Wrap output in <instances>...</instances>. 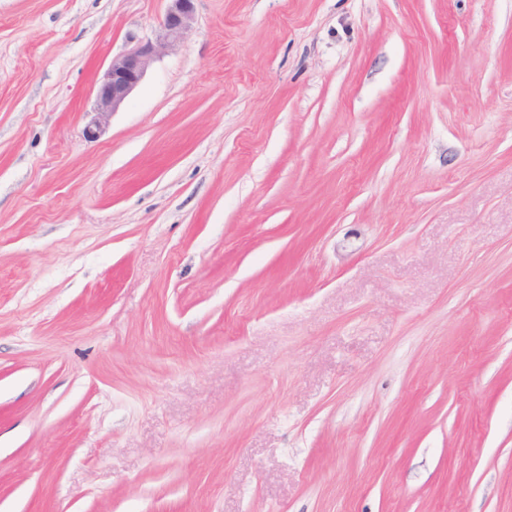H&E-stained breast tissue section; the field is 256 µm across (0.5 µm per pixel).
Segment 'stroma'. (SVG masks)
Masks as SVG:
<instances>
[{
  "instance_id": "stroma-1",
  "label": "stroma",
  "mask_w": 512,
  "mask_h": 512,
  "mask_svg": "<svg viewBox=\"0 0 512 512\" xmlns=\"http://www.w3.org/2000/svg\"><path fill=\"white\" fill-rule=\"evenodd\" d=\"M0 0V512H512V0ZM166 13L154 39L138 41L112 57L97 81L87 135L97 137L109 127L113 113L125 103L152 63L178 45L191 31L196 0H167Z\"/></svg>"
}]
</instances>
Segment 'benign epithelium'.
Wrapping results in <instances>:
<instances>
[{
  "label": "benign epithelium",
  "mask_w": 512,
  "mask_h": 512,
  "mask_svg": "<svg viewBox=\"0 0 512 512\" xmlns=\"http://www.w3.org/2000/svg\"><path fill=\"white\" fill-rule=\"evenodd\" d=\"M195 0H168V7L155 38L139 41L112 57L97 81L94 106L87 126L92 138L105 132L113 113L125 103L152 63L178 45L191 31Z\"/></svg>",
  "instance_id": "1"
}]
</instances>
